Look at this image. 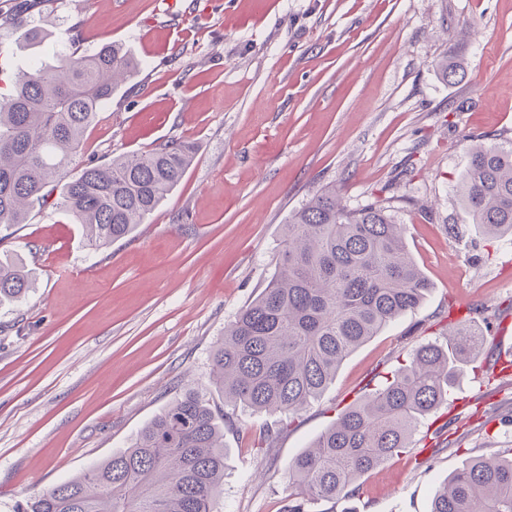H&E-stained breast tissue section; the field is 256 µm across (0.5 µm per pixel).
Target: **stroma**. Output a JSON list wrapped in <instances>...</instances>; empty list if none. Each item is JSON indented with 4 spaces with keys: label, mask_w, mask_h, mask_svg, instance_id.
Listing matches in <instances>:
<instances>
[{
    "label": "stroma",
    "mask_w": 512,
    "mask_h": 512,
    "mask_svg": "<svg viewBox=\"0 0 512 512\" xmlns=\"http://www.w3.org/2000/svg\"><path fill=\"white\" fill-rule=\"evenodd\" d=\"M29 19L50 37L22 46L0 26V68L63 46H123L138 68L68 167L194 143L180 183L128 237L97 250L79 225L34 208L0 243L29 270L25 300L0 305V512L126 448L193 389L214 410L217 341L276 269L283 226L325 188L361 208L393 198L432 288L352 352L322 395L279 421L236 410L224 426L213 512H279L288 464L347 406L448 320L477 324L484 349L409 448L359 479L355 512H430L472 457L512 448V248L483 237L452 187L468 151L512 143V0H46ZM464 61L444 81L442 57Z\"/></svg>",
    "instance_id": "35a3bbf8"
}]
</instances>
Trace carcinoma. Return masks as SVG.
Wrapping results in <instances>:
<instances>
[{"label": "carcinoma", "mask_w": 512, "mask_h": 512, "mask_svg": "<svg viewBox=\"0 0 512 512\" xmlns=\"http://www.w3.org/2000/svg\"><path fill=\"white\" fill-rule=\"evenodd\" d=\"M15 74L0 93V227L28 222L60 189L55 206L100 249L131 234L172 192L196 147L171 140L148 153L68 166L85 130L137 63L117 43L55 54ZM447 79L465 68L448 58ZM484 234L512 238V146L477 145L453 186ZM390 201L352 210L324 189L284 225L276 271L225 326L210 381L234 409L290 419L319 398L340 364L388 324L418 308L430 283L407 250ZM32 288L21 264L0 261V303ZM483 334L448 322V342H427L364 399L342 411L288 464L293 491L281 512L348 502L358 479L408 448L420 420L448 401L457 362L476 357ZM224 483V428L210 404L186 391L128 448L30 499L27 512H212ZM431 512H512V448L474 457L448 476Z\"/></svg>", "instance_id": "cac0c4a2"}]
</instances>
